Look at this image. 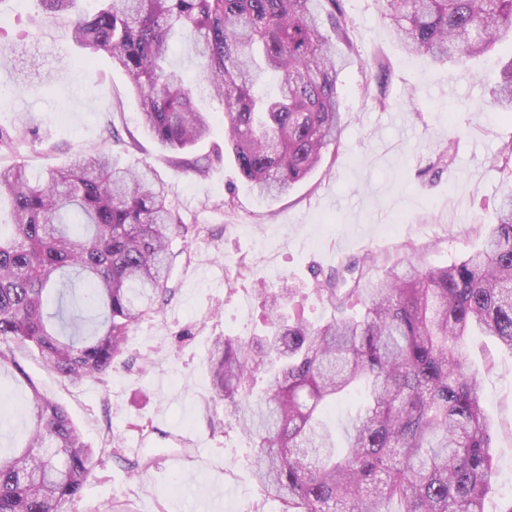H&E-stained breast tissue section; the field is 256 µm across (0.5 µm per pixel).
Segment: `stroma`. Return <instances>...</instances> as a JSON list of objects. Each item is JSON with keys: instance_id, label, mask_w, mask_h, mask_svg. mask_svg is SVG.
Returning <instances> with one entry per match:
<instances>
[{"instance_id": "obj_1", "label": "stroma", "mask_w": 512, "mask_h": 512, "mask_svg": "<svg viewBox=\"0 0 512 512\" xmlns=\"http://www.w3.org/2000/svg\"><path fill=\"white\" fill-rule=\"evenodd\" d=\"M353 45L342 75L344 128L336 158L287 194H254L230 158L214 161L224 145L218 99L199 91L202 75L190 35L179 36L172 62L194 86L197 107L213 115L209 136L193 154L205 173L176 166L144 132L124 75L107 57L87 67L72 58L63 36H42L36 0L0 17V128L12 129L21 112H35L49 140L24 143L14 154L28 175L43 176L69 151L93 154L107 129L120 135L112 153L120 161L148 163L165 183L173 213L187 225L172 249L169 288L159 313L129 332L124 362L99 380L70 384L47 369L32 349L17 358L39 389L62 404L92 448V471L73 512H99L129 501L133 512H279L262 501L247 458L249 443L223 405L211 400L207 355L216 337H248L261 327L254 293L259 282H294L308 322L331 309L313 294L317 278L372 256L381 276L403 245L422 251L432 265L461 259L481 246L480 226L494 223L512 175L492 165L512 141V116L500 112L494 92L500 67L512 60V37L462 64L409 54L393 37L376 0H340ZM39 42V63L50 81L22 68L8 47L18 34ZM388 69L378 85L376 62ZM384 95V105L374 102ZM451 149L453 160L438 157ZM466 353L483 384V409L498 465L485 512L512 505V351L495 338L469 337ZM149 424L140 432V424ZM200 438L201 463L173 464L179 436ZM141 444L147 467L137 477L125 450Z\"/></svg>"}]
</instances>
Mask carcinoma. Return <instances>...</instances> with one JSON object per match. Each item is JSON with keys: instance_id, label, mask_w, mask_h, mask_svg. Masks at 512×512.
Wrapping results in <instances>:
<instances>
[{"instance_id": "carcinoma-1", "label": "carcinoma", "mask_w": 512, "mask_h": 512, "mask_svg": "<svg viewBox=\"0 0 512 512\" xmlns=\"http://www.w3.org/2000/svg\"><path fill=\"white\" fill-rule=\"evenodd\" d=\"M49 24L85 56L103 52L128 77L143 127L165 151L186 153L211 122L180 71L167 64L173 36L192 34L205 88L224 105V148L252 188L273 200L307 178L343 130L340 96L348 42L339 0H38ZM411 54L459 63L512 34V0H378ZM496 106L512 112V61ZM0 130V155L38 140L41 124L21 113ZM167 187L147 164L73 153L31 179L0 164V366L27 385L24 446L0 452V512H69L88 481L92 449L67 411L27 376L16 350L34 347L47 367L77 383L121 364L130 328L167 301L172 237L185 232ZM482 248L444 266L404 253L383 277L367 260L348 277L318 283L333 308L324 324L283 305L299 289L261 287L265 329L217 338L207 357L212 400L246 412L249 463L264 499L280 512H484L496 463L482 413V381L464 346L476 332L512 350V189L503 193ZM68 272L83 276L100 318L91 336L51 324V292ZM267 386L260 396L257 375ZM363 391L342 450L318 419L332 402Z\"/></svg>"}]
</instances>
